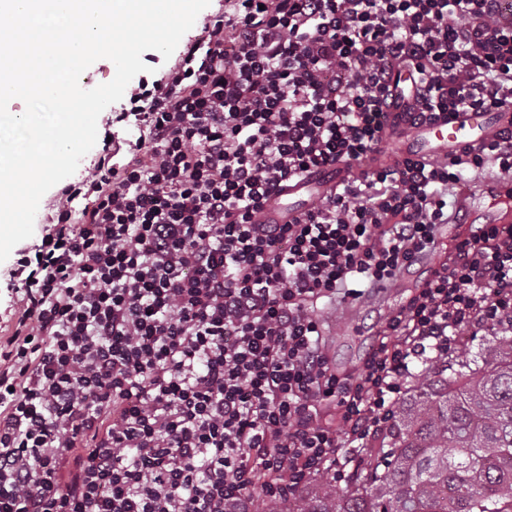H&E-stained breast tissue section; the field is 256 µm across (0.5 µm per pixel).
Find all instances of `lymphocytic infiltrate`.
Instances as JSON below:
<instances>
[{"instance_id":"1","label":"lymphocytic infiltrate","mask_w":512,"mask_h":512,"mask_svg":"<svg viewBox=\"0 0 512 512\" xmlns=\"http://www.w3.org/2000/svg\"><path fill=\"white\" fill-rule=\"evenodd\" d=\"M413 80L409 103L398 69ZM512 106L506 0H224L64 190L0 330V512H251L315 477L346 486L413 359L512 323V224H473L384 319L359 372L323 351L319 304L378 291L435 245L512 132L448 161L371 166L387 113ZM353 175L290 224H257L289 182ZM338 427L320 423L322 404Z\"/></svg>"}]
</instances>
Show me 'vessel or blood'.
<instances>
[{"mask_svg": "<svg viewBox=\"0 0 512 512\" xmlns=\"http://www.w3.org/2000/svg\"><path fill=\"white\" fill-rule=\"evenodd\" d=\"M512 130V108L485 113L460 115L441 114L435 121L413 127L396 112L390 113L386 121V132L396 139V152H380L376 159L382 164H391L397 155L447 159L465 145L478 146L496 139L501 132ZM351 175L346 165L316 170L303 179L291 183L281 200L262 210L255 217L260 224H285L293 221L314 202L327 195ZM482 196L492 198L493 204L480 211L466 206L468 221L478 224H508L512 222V207L507 200L512 197V177L508 175L487 179L481 187Z\"/></svg>", "mask_w": 512, "mask_h": 512, "instance_id": "b4317fda", "label": "vessel or blood"}]
</instances>
